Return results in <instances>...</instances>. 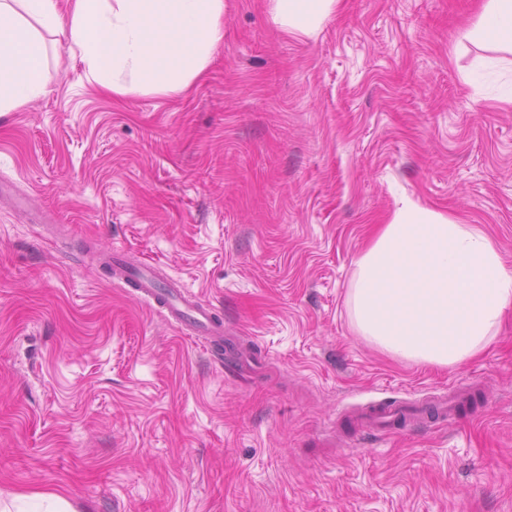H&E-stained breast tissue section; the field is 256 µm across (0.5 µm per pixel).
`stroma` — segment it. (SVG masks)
<instances>
[{"instance_id": "stroma-1", "label": "stroma", "mask_w": 512, "mask_h": 512, "mask_svg": "<svg viewBox=\"0 0 512 512\" xmlns=\"http://www.w3.org/2000/svg\"><path fill=\"white\" fill-rule=\"evenodd\" d=\"M481 0H341L294 37L225 0L184 95L103 91L67 43L0 112V504L76 512H512V310L433 367L353 330L355 261L409 198L478 224L512 269V106L458 48ZM207 303L214 343L104 265ZM460 389L452 423L380 434L345 413ZM35 510L31 512H74L72 504L64 496L58 493L36 494L26 498Z\"/></svg>"}]
</instances>
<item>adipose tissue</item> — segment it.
<instances>
[{
	"instance_id": "obj_1",
	"label": "adipose tissue",
	"mask_w": 512,
	"mask_h": 512,
	"mask_svg": "<svg viewBox=\"0 0 512 512\" xmlns=\"http://www.w3.org/2000/svg\"><path fill=\"white\" fill-rule=\"evenodd\" d=\"M340 0H271L273 22L308 35ZM64 37L114 95H181L224 38V0H0V112L45 90V36ZM467 40L512 54V0H486ZM357 335L422 365L472 360L512 309V270L479 225L401 202L355 262Z\"/></svg>"
}]
</instances>
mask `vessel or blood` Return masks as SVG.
<instances>
[{
	"mask_svg": "<svg viewBox=\"0 0 512 512\" xmlns=\"http://www.w3.org/2000/svg\"><path fill=\"white\" fill-rule=\"evenodd\" d=\"M133 286L145 299L166 312L169 320L181 327H190L209 336L223 337L224 327L212 318L209 306L190 300L178 288L161 287L151 266L143 265L129 274ZM468 400L466 394L450 393L435 404L432 409L434 417L441 422H452L457 418L458 411ZM406 414L405 409L385 402H375L363 409L359 423L364 428L385 431L397 429L400 420Z\"/></svg>",
	"mask_w": 512,
	"mask_h": 512,
	"instance_id": "vessel-or-blood-1",
	"label": "vessel or blood"
}]
</instances>
